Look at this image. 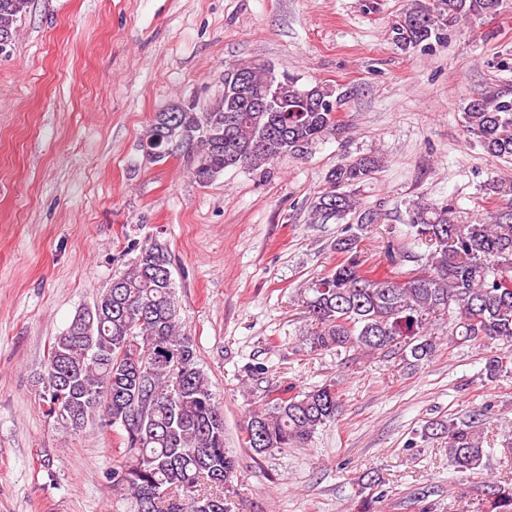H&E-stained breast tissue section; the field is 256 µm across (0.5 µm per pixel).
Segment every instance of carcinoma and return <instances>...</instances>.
<instances>
[{"instance_id": "obj_1", "label": "carcinoma", "mask_w": 512, "mask_h": 512, "mask_svg": "<svg viewBox=\"0 0 512 512\" xmlns=\"http://www.w3.org/2000/svg\"><path fill=\"white\" fill-rule=\"evenodd\" d=\"M30 0H0V39L11 46ZM502 0H409L392 27V41L406 49L445 40L449 27L472 16L493 18ZM250 90L224 84L223 101L206 112L187 102L155 115L145 139L161 163L176 151L206 184L229 167L260 168L283 156H304L336 133L332 107L343 95L316 84L298 85L261 65H243ZM467 131L487 154L512 158V98L481 95L463 107ZM380 166L360 157L336 166L329 187L312 204V219L326 223L347 215L356 225L336 238L342 262L303 288V304L318 323L306 338L314 352L355 360L365 353L400 358L415 366L439 346L433 317L444 319L459 343L497 341L500 353L486 359V376L512 369V210L476 223L459 222L451 205L418 200L407 208L410 246L392 261L417 269L397 280L363 268L358 231L380 213L359 206L347 188ZM136 253L91 311L76 315L50 347L40 394L46 415L66 428L89 425L120 430V459L112 483L125 490L133 512H228L236 461L224 448V413L196 344L179 317L169 251L135 239ZM336 383L309 391L284 390L249 413L247 444L267 454L307 443L336 420ZM461 423L431 421L424 434L448 436V461L459 472L486 468L482 417ZM488 512H512V488L488 485Z\"/></svg>"}]
</instances>
